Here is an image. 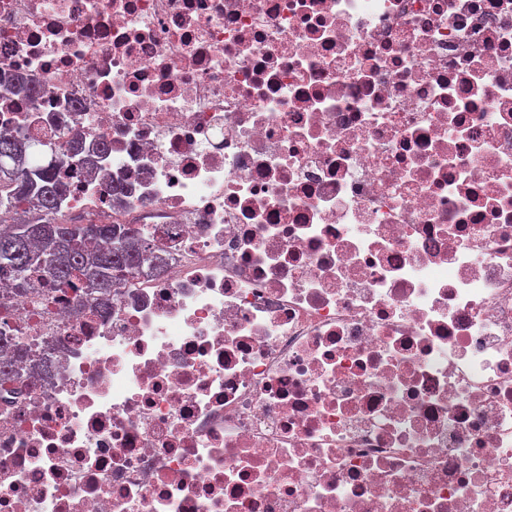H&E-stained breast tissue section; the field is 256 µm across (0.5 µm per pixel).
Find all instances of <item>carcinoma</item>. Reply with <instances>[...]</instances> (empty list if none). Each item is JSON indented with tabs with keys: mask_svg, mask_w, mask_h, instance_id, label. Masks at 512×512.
<instances>
[{
	"mask_svg": "<svg viewBox=\"0 0 512 512\" xmlns=\"http://www.w3.org/2000/svg\"><path fill=\"white\" fill-rule=\"evenodd\" d=\"M27 146L14 136L0 135V175L11 182L0 189V211L26 207L32 217L0 231V273L28 283L46 276L56 287L111 291L112 281L141 266L152 248L141 228L129 224H72L60 217L68 187L61 160L31 177L22 161Z\"/></svg>",
	"mask_w": 512,
	"mask_h": 512,
	"instance_id": "obj_1",
	"label": "carcinoma"
}]
</instances>
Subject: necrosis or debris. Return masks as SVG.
Here are the masks:
<instances>
[{
	"label": "necrosis or debris",
	"instance_id": "necrosis-or-debris-1",
	"mask_svg": "<svg viewBox=\"0 0 512 512\" xmlns=\"http://www.w3.org/2000/svg\"><path fill=\"white\" fill-rule=\"evenodd\" d=\"M0 133L163 259L0 290V512H512V0H0Z\"/></svg>",
	"mask_w": 512,
	"mask_h": 512
}]
</instances>
